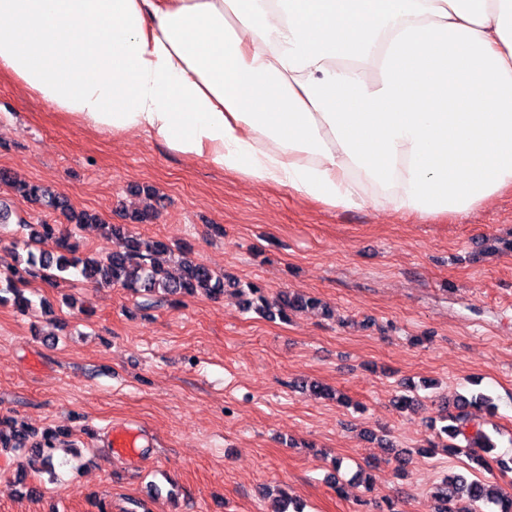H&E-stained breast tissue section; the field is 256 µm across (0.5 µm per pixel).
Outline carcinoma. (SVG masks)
<instances>
[{
	"label": "carcinoma",
	"mask_w": 512,
	"mask_h": 512,
	"mask_svg": "<svg viewBox=\"0 0 512 512\" xmlns=\"http://www.w3.org/2000/svg\"><path fill=\"white\" fill-rule=\"evenodd\" d=\"M0 182L10 186L24 199L61 211L69 221L79 225L93 221L84 212L77 213L67 200L37 183L17 182L6 171H0ZM101 235L112 242V249L93 258L83 259L75 255L70 243V234L63 232L56 224H40L30 232L35 241H52L55 252H28L27 267L13 269L10 275L0 280V304L12 303L21 312L31 305V299L24 294L29 279L38 278L49 287H56L66 280V276L77 272L86 281L97 287H120L133 293L161 295H206L218 299L224 295L226 282L207 265L192 257L191 249H180L177 266L173 274L159 261V255L168 251V246L160 240H146L131 232L123 224L98 225ZM252 298L245 302L243 309H255L259 313L286 321L292 311H302L318 305L313 298L300 294L280 293L272 299L265 289L251 282L240 287ZM495 409L492 398L484 392H476L470 397H461L457 403L458 412L445 415L447 424L441 432L452 439L463 438L468 448L495 447L489 434L468 408ZM27 434L14 426V421L0 417V447L27 450L37 470L53 472L52 436L46 435L44 443L26 448ZM432 512H512V493L494 484L480 480L466 481L460 476H449L433 495Z\"/></svg>",
	"instance_id": "1"
}]
</instances>
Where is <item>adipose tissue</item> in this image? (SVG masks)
Wrapping results in <instances>:
<instances>
[{
  "instance_id": "ef3b65f1",
  "label": "adipose tissue",
  "mask_w": 512,
  "mask_h": 512,
  "mask_svg": "<svg viewBox=\"0 0 512 512\" xmlns=\"http://www.w3.org/2000/svg\"><path fill=\"white\" fill-rule=\"evenodd\" d=\"M1 76L333 207L457 215L512 185V0H0Z\"/></svg>"
}]
</instances>
